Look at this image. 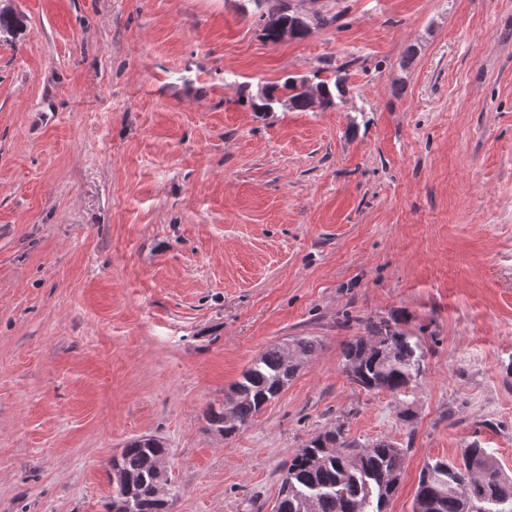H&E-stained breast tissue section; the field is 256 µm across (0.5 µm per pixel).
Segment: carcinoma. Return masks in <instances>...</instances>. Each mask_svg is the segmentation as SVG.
I'll list each match as a JSON object with an SVG mask.
<instances>
[{
	"instance_id": "cac0c4a2",
	"label": "carcinoma",
	"mask_w": 512,
	"mask_h": 512,
	"mask_svg": "<svg viewBox=\"0 0 512 512\" xmlns=\"http://www.w3.org/2000/svg\"><path fill=\"white\" fill-rule=\"evenodd\" d=\"M336 16L304 13L289 4L258 14L256 22L265 38L276 42L277 30L292 24L296 37L314 26L333 23ZM347 77L342 68L317 82L325 107L342 100ZM302 82L288 77L264 90L253 107L272 112L280 99L288 108L307 111L313 100L300 91ZM405 318L392 315L369 319L364 333L341 345L340 358L350 379L366 390L401 395L418 386L424 371V351L418 337L403 328ZM320 343L297 336L275 345L242 372L219 406L209 405L204 417L210 429L230 437L247 429L265 406L278 399ZM171 450L157 436L128 440L120 455L112 457V497L106 512H170L173 494L168 488L166 462ZM406 449L386 439L369 445L347 441L341 429L311 438L288 461L274 512H382L396 492ZM457 463L437 461L420 472L413 512H512V479L493 456L474 442Z\"/></svg>"
}]
</instances>
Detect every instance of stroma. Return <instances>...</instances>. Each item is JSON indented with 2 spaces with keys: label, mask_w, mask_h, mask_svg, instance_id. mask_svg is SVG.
I'll return each mask as SVG.
<instances>
[{
  "label": "stroma",
  "mask_w": 512,
  "mask_h": 512,
  "mask_svg": "<svg viewBox=\"0 0 512 512\" xmlns=\"http://www.w3.org/2000/svg\"><path fill=\"white\" fill-rule=\"evenodd\" d=\"M0 40V512H105L109 461L163 438L171 512H273L313 436L512 477V0H9ZM344 68L336 106L255 111ZM425 354L401 396L349 380L363 318ZM295 336L323 343L224 438L203 412ZM411 409L412 421L402 412ZM287 3H280L266 11L258 14L256 22L261 26L265 38L276 43L277 30L284 24L296 25V35L293 37H304L309 33L312 26H326L332 24L336 20V15L327 17L317 13H304L295 8H291ZM302 83L308 94L318 103V105L314 107H318L320 105L318 90L313 86L311 81L305 79L302 82L292 77L286 78L281 85L266 88L263 95L259 98L260 103H252V105L260 112H271L274 111L275 105L280 104V98H284L285 103H288L289 109L298 111L313 109V100L310 99L305 92L300 91Z\"/></svg>",
  "instance_id": "35a3bbf8"
}]
</instances>
